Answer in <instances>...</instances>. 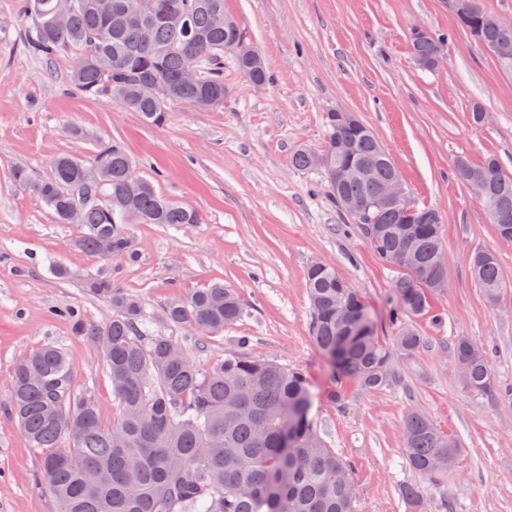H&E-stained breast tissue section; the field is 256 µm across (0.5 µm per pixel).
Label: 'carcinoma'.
I'll return each instance as SVG.
<instances>
[{"label":"carcinoma","instance_id":"cac0c4a2","mask_svg":"<svg viewBox=\"0 0 512 512\" xmlns=\"http://www.w3.org/2000/svg\"><path fill=\"white\" fill-rule=\"evenodd\" d=\"M58 0H26L35 27L26 50L48 58L61 50L76 54L72 79L91 98H109L149 124L161 127L169 105L180 102L212 108L224 97V54L233 55L246 79L268 81L266 66L237 51L244 40L238 23L217 27L213 15L224 13V0H176L179 20L165 10L135 19V0H71L66 24L55 21ZM459 24L486 48L512 45V27ZM150 26V43L142 39ZM444 36L412 37L416 57H433ZM199 79L180 83L189 64ZM161 80L168 92L157 96L147 83ZM355 145L352 162L372 168L367 181L345 183L339 193L370 200L379 188L399 177L390 155L369 126L347 132ZM495 164L482 195L497 235L512 241V174L495 155L479 165L459 157L457 179L469 184L463 170L478 172ZM14 182L31 187L60 224L68 223L72 196L83 199L78 246L101 260L133 255L131 224H199L193 208L161 196L117 142L97 144L92 160L64 154L50 174L31 180L16 167ZM379 232L359 229L381 260L414 238L415 252L398 269L388 311L395 327L393 342L378 335L372 311L362 296L331 265L312 262L306 272L310 331L318 351L332 363L335 376L364 390L393 382L394 351L415 356L425 340L406 322L431 309L440 289L417 279L413 267L430 264L445 248L438 224H409L392 209L376 212ZM471 273L487 301L497 304L503 275L491 248L475 251ZM89 293L112 306V321L103 328L70 315L74 329L101 352L112 383V424L100 419L95 402L67 381L72 367L58 348L46 345L19 357L11 366L9 402L30 447L40 455L43 482L60 512H354L356 483L351 464L330 448L310 416L313 393L307 373L263 359L230 354L204 369L193 364L186 347L200 336L224 330L242 315L237 294L222 283L199 288L171 301L161 314L170 327H188L192 336H168L153 328L155 319L137 296L90 278ZM356 305V320L342 324L336 310ZM452 356L463 386L476 395L494 389L492 354L481 342L457 336ZM404 453L410 468L431 477L448 472L462 453L460 442L441 431L424 413L411 410L403 424ZM409 512H426L414 486L403 489Z\"/></svg>","mask_w":512,"mask_h":512}]
</instances>
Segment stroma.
Masks as SVG:
<instances>
[{"instance_id":"35a3bbf8","label":"stroma","mask_w":512,"mask_h":512,"mask_svg":"<svg viewBox=\"0 0 512 512\" xmlns=\"http://www.w3.org/2000/svg\"><path fill=\"white\" fill-rule=\"evenodd\" d=\"M25 0H0V512H57L6 401L13 361L43 345L68 357L76 389L112 420V385L98 347L62 316L69 308L99 327L112 308L90 295L104 277L141 297L153 315L174 297L211 282L233 288L243 314L188 349L202 368L247 355L304 369L312 416L355 473L356 512H407L401 489H423L428 512H512V404L466 390L452 359L454 337L494 351L501 391L512 390V242L497 237L475 191L453 173L458 157L493 154L512 173V74L459 25L451 0H225L271 74L249 85L224 62V103L200 111L171 103L162 127L107 99H90L70 79L74 55L38 59L26 51L33 22ZM446 38L437 69L416 66L414 28ZM485 114L471 119L473 108ZM357 113L393 158L411 199L436 209L448 256L447 286L430 314L409 317L426 341L395 355L394 381L366 391L337 383L309 334L308 265L320 260L358 290L379 333L396 270L370 249L332 198L320 169L299 170L295 150L322 149L327 112ZM116 141L165 198L196 209L201 223L133 224L135 256L100 261L73 245L75 226L56 223L31 188L11 177L27 166L46 177L61 154L83 159ZM495 249L503 272L497 306L470 274L477 249ZM66 276H59V269ZM340 386L343 405L326 393ZM427 415L463 451L447 476L409 469L403 420Z\"/></svg>"}]
</instances>
